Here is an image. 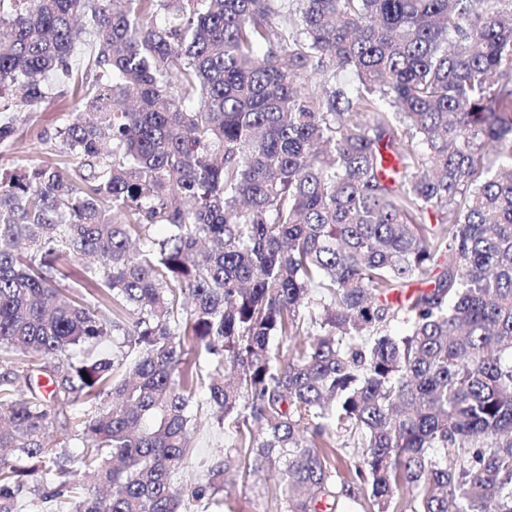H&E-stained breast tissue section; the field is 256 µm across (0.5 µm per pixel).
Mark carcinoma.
<instances>
[{
  "label": "carcinoma",
  "instance_id": "1",
  "mask_svg": "<svg viewBox=\"0 0 512 512\" xmlns=\"http://www.w3.org/2000/svg\"><path fill=\"white\" fill-rule=\"evenodd\" d=\"M55 97L70 166L0 170V512L272 466L283 512H512V0H0V114ZM231 441L229 435L218 429L209 412L201 410L197 417V431L192 436V447L176 475V485L186 487L201 481L208 467L224 455V448Z\"/></svg>",
  "mask_w": 512,
  "mask_h": 512
}]
</instances>
